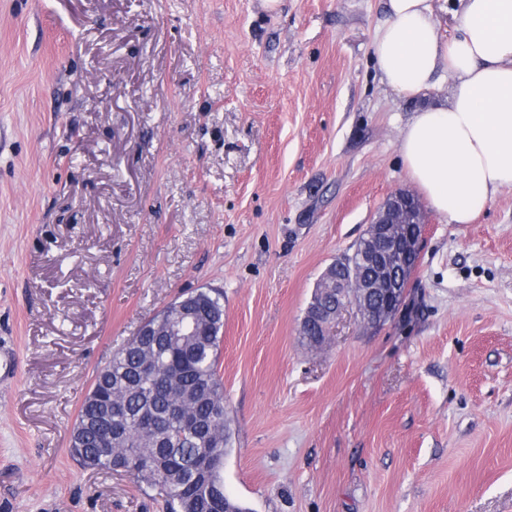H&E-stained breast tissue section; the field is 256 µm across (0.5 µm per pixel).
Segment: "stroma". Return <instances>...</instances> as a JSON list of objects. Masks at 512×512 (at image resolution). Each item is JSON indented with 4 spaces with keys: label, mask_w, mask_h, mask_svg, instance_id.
<instances>
[{
    "label": "stroma",
    "mask_w": 512,
    "mask_h": 512,
    "mask_svg": "<svg viewBox=\"0 0 512 512\" xmlns=\"http://www.w3.org/2000/svg\"><path fill=\"white\" fill-rule=\"evenodd\" d=\"M386 0H0V512H163L69 451L98 368L224 293L226 492L248 512H512V187L428 210L408 319L307 349L314 287L415 191Z\"/></svg>",
    "instance_id": "stroma-1"
}]
</instances>
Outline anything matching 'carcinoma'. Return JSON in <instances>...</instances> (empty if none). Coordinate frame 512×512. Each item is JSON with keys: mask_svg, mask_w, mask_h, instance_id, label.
<instances>
[{"mask_svg": "<svg viewBox=\"0 0 512 512\" xmlns=\"http://www.w3.org/2000/svg\"><path fill=\"white\" fill-rule=\"evenodd\" d=\"M171 306L163 333L134 336L97 371L70 436L83 466L119 471L150 461L133 478L165 496L166 512H248L224 490L229 445L220 375L224 295L197 289ZM189 335L172 334L183 311Z\"/></svg>", "mask_w": 512, "mask_h": 512, "instance_id": "carcinoma-1", "label": "carcinoma"}]
</instances>
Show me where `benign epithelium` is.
<instances>
[{"instance_id": "1", "label": "benign epithelium", "mask_w": 512, "mask_h": 512, "mask_svg": "<svg viewBox=\"0 0 512 512\" xmlns=\"http://www.w3.org/2000/svg\"><path fill=\"white\" fill-rule=\"evenodd\" d=\"M426 223L424 209L410 192L400 190L383 201L374 218L373 234L368 237L371 246L366 254L360 255L373 272L367 279L354 276L348 281L334 282L338 288L349 289L353 299L336 308L319 346L325 345L336 321L351 308L367 332L396 316L408 295V279L419 255Z\"/></svg>"}]
</instances>
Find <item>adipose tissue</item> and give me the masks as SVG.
Returning a JSON list of instances; mask_svg holds the SVG:
<instances>
[{"mask_svg": "<svg viewBox=\"0 0 512 512\" xmlns=\"http://www.w3.org/2000/svg\"><path fill=\"white\" fill-rule=\"evenodd\" d=\"M454 34L437 29L432 0H388L372 42L383 82L425 96L438 78L446 101L415 109L401 131L408 177L449 223H470L512 187V0H461Z\"/></svg>", "mask_w": 512, "mask_h": 512, "instance_id": "1", "label": "adipose tissue"}]
</instances>
